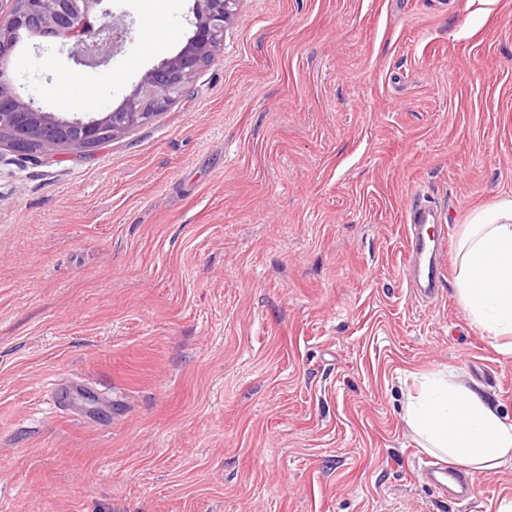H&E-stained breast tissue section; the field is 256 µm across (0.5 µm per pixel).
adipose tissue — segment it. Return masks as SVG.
Listing matches in <instances>:
<instances>
[{
  "label": "adipose tissue",
  "mask_w": 512,
  "mask_h": 512,
  "mask_svg": "<svg viewBox=\"0 0 512 512\" xmlns=\"http://www.w3.org/2000/svg\"><path fill=\"white\" fill-rule=\"evenodd\" d=\"M454 282L471 323L512 356V196L473 211L461 225ZM403 420L425 453L473 473L512 461V421L454 369L416 378L405 394Z\"/></svg>",
  "instance_id": "obj_1"
}]
</instances>
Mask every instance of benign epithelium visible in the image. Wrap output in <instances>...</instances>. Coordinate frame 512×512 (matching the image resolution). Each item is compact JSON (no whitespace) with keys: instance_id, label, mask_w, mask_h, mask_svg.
Segmentation results:
<instances>
[{"instance_id":"7a95c632","label":"benign epithelium","mask_w":512,"mask_h":512,"mask_svg":"<svg viewBox=\"0 0 512 512\" xmlns=\"http://www.w3.org/2000/svg\"><path fill=\"white\" fill-rule=\"evenodd\" d=\"M104 0H0V59L15 31L28 27L39 38H52L77 65L108 63L125 29L112 22ZM240 0H194L195 27L185 46L148 72L115 109L98 117L64 118L34 106L15 88L0 90V145L21 157L39 161L57 146L90 149L105 138L150 122L183 92L189 79L222 46L224 28L234 19Z\"/></svg>"}]
</instances>
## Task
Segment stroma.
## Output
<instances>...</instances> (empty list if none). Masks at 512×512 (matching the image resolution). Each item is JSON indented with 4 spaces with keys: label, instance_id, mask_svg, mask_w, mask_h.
Here are the masks:
<instances>
[{
    "label": "stroma",
    "instance_id": "1",
    "mask_svg": "<svg viewBox=\"0 0 512 512\" xmlns=\"http://www.w3.org/2000/svg\"><path fill=\"white\" fill-rule=\"evenodd\" d=\"M191 6L109 0L107 65L35 38L9 81L110 111ZM419 195L452 237L512 196V0H241L148 124L1 164L0 512H497L512 463L448 501L402 419L450 366L512 420L453 277L424 301L401 272ZM66 380L96 400L52 410Z\"/></svg>",
    "mask_w": 512,
    "mask_h": 512
}]
</instances>
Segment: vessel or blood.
<instances>
[{
  "label": "vessel or blood",
  "mask_w": 512,
  "mask_h": 512,
  "mask_svg": "<svg viewBox=\"0 0 512 512\" xmlns=\"http://www.w3.org/2000/svg\"><path fill=\"white\" fill-rule=\"evenodd\" d=\"M406 251L404 266L410 287H422L424 292L435 291L445 276L438 258L447 249V231L441 210L423 200L412 201L405 210ZM426 476L438 490L455 487L468 492L475 481L473 475L461 470L427 468Z\"/></svg>",
  "instance_id": "vessel-or-blood-1"
}]
</instances>
